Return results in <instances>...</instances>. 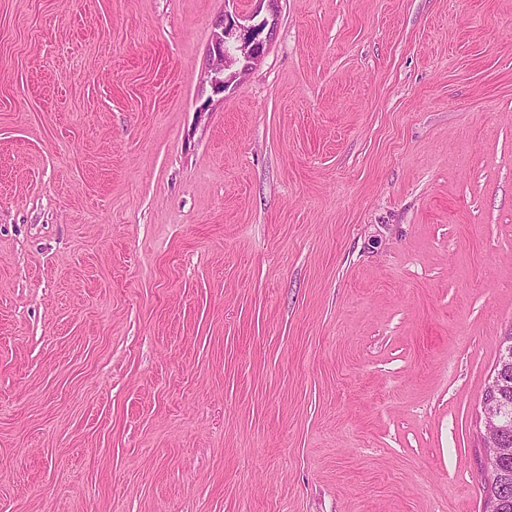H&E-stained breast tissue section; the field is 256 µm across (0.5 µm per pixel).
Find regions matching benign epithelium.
<instances>
[{
	"mask_svg": "<svg viewBox=\"0 0 512 512\" xmlns=\"http://www.w3.org/2000/svg\"><path fill=\"white\" fill-rule=\"evenodd\" d=\"M267 24L266 19L250 26L238 25L234 21L219 24L209 46L212 60L210 82L216 91L227 89L229 80L224 76V71L229 67L239 63L247 69L262 57L265 41L257 38L251 42L247 36ZM502 347L500 368L489 380V387L482 397L484 452L480 460V471L486 481L498 476L501 460L512 454V448L504 442L505 431L512 425V407L497 394L501 376L512 370V333L503 338Z\"/></svg>",
	"mask_w": 512,
	"mask_h": 512,
	"instance_id": "obj_1",
	"label": "benign epithelium"
}]
</instances>
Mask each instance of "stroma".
I'll use <instances>...</instances> for the list:
<instances>
[{
    "label": "stroma",
    "instance_id": "1",
    "mask_svg": "<svg viewBox=\"0 0 512 512\" xmlns=\"http://www.w3.org/2000/svg\"><path fill=\"white\" fill-rule=\"evenodd\" d=\"M0 0V512H482L512 0ZM268 24L267 19H263L260 23L250 26L237 25L235 21L219 24V29L215 33L209 46V56L212 60L210 70V82L217 92H224L229 80L224 76V71L233 64L241 63L242 69H248L257 62L263 55L266 43L259 37H255L251 42L247 36L252 34L258 27ZM240 42V45L234 43ZM259 45H262L259 47ZM235 52H240L237 55Z\"/></svg>",
    "mask_w": 512,
    "mask_h": 512
}]
</instances>
